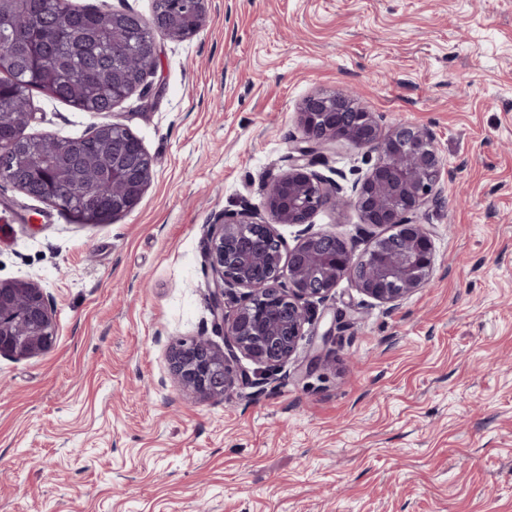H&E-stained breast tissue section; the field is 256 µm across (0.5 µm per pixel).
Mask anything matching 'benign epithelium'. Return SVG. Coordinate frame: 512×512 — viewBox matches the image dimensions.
<instances>
[{
  "label": "benign epithelium",
  "instance_id": "obj_1",
  "mask_svg": "<svg viewBox=\"0 0 512 512\" xmlns=\"http://www.w3.org/2000/svg\"><path fill=\"white\" fill-rule=\"evenodd\" d=\"M138 20L153 25L156 36L185 39L190 27L169 28L159 14ZM303 136L290 147L288 166L264 185L269 220L248 208L218 217L204 245L214 288L208 295L214 320L224 328V349L209 342L181 341L169 351L170 367L189 392L211 399L228 397L239 382L234 366L242 354L261 366L264 380L296 353L311 320L309 306L324 300L345 277L364 295L395 303L430 280L435 255L419 215L435 199L443 161L433 134L411 125L382 132L371 113L345 93L316 94L299 111ZM344 140L376 154L370 172L346 195L344 187L311 170L318 151ZM112 150V180L123 194L112 199V216L86 215V224H108L136 208L148 189L153 161L136 137ZM354 206L361 223L392 227L375 237L360 255L333 232H301L288 248L280 224H308L325 208ZM234 309L226 311V302ZM56 329L48 295L34 280L0 279V356L21 359L49 351Z\"/></svg>",
  "mask_w": 512,
  "mask_h": 512
}]
</instances>
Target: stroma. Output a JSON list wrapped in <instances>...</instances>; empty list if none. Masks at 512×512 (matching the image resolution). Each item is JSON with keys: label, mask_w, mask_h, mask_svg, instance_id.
I'll list each match as a JSON object with an SVG mask.
<instances>
[{"label": "stroma", "mask_w": 512, "mask_h": 512, "mask_svg": "<svg viewBox=\"0 0 512 512\" xmlns=\"http://www.w3.org/2000/svg\"><path fill=\"white\" fill-rule=\"evenodd\" d=\"M346 91L382 130L435 136L430 284L390 306L343 278L317 369L303 342L264 386L188 394L170 346L224 345L211 224L262 211L300 103ZM32 110L29 135L126 128L153 177L101 225L0 182V279L37 281L57 336L0 356V512H512V0H209L112 111L41 91ZM374 161L332 141L315 170L348 187ZM305 229L360 253L379 233L351 206Z\"/></svg>", "instance_id": "obj_1"}]
</instances>
